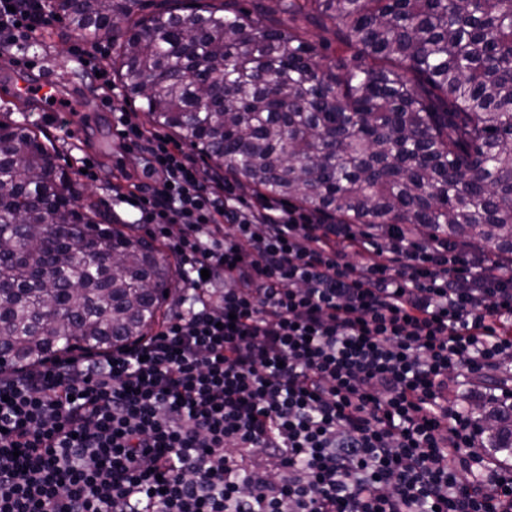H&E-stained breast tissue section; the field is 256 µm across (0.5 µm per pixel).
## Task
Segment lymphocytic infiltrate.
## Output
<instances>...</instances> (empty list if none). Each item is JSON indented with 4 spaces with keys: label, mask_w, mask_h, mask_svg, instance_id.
<instances>
[{
    "label": "lymphocytic infiltrate",
    "mask_w": 512,
    "mask_h": 512,
    "mask_svg": "<svg viewBox=\"0 0 512 512\" xmlns=\"http://www.w3.org/2000/svg\"><path fill=\"white\" fill-rule=\"evenodd\" d=\"M49 22L0 0V52ZM189 305L131 346L0 372V512H512L462 385L512 362V275L404 224L255 199L106 97ZM209 278H202V271Z\"/></svg>",
    "instance_id": "lymphocytic-infiltrate-1"
}]
</instances>
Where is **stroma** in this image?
I'll return each instance as SVG.
<instances>
[{
  "instance_id": "stroma-1",
  "label": "stroma",
  "mask_w": 512,
  "mask_h": 512,
  "mask_svg": "<svg viewBox=\"0 0 512 512\" xmlns=\"http://www.w3.org/2000/svg\"><path fill=\"white\" fill-rule=\"evenodd\" d=\"M74 39L75 31L67 21L55 19L35 39L18 42L10 54L0 55V96L19 83L39 81L45 64H52L57 73L58 96L72 100L80 109L73 137L62 138L55 129L53 113L47 112L45 102L40 100L10 108L7 118L29 124L51 140L57 149V163L78 174L81 190L98 203L101 211L116 213L120 223L130 224L135 214L124 206L113 208L112 187L124 182L131 168L112 111L88 79L91 66L71 49ZM87 165L93 171L89 178L80 174Z\"/></svg>"
}]
</instances>
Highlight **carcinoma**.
Listing matches in <instances>:
<instances>
[{
    "instance_id": "1",
    "label": "carcinoma",
    "mask_w": 512,
    "mask_h": 512,
    "mask_svg": "<svg viewBox=\"0 0 512 512\" xmlns=\"http://www.w3.org/2000/svg\"><path fill=\"white\" fill-rule=\"evenodd\" d=\"M113 27L118 80L150 125L259 198L338 224H414L512 255V0H44ZM332 26L339 54L309 27ZM174 275L114 224L35 130L0 122V370L134 344ZM484 445L512 459V404Z\"/></svg>"
}]
</instances>
